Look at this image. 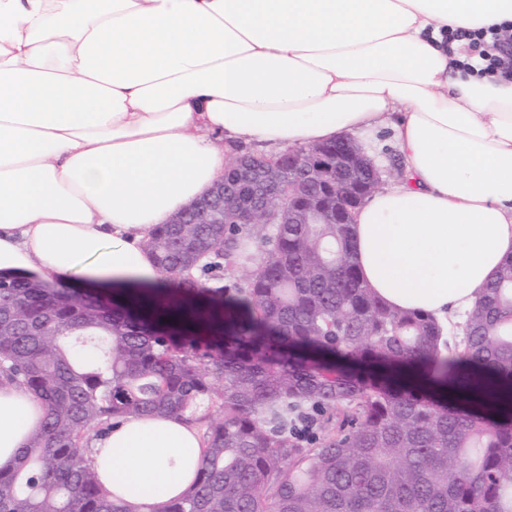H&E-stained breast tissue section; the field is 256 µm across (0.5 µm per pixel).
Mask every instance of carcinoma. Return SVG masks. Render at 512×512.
<instances>
[{"instance_id": "1", "label": "carcinoma", "mask_w": 512, "mask_h": 512, "mask_svg": "<svg viewBox=\"0 0 512 512\" xmlns=\"http://www.w3.org/2000/svg\"><path fill=\"white\" fill-rule=\"evenodd\" d=\"M147 249L143 300L0 274V388L45 406L0 512H141L92 439L200 409L202 465L151 512H512V259L451 344L365 285L351 224H162Z\"/></svg>"}]
</instances>
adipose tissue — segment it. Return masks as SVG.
<instances>
[{
	"instance_id": "1",
	"label": "adipose tissue",
	"mask_w": 512,
	"mask_h": 512,
	"mask_svg": "<svg viewBox=\"0 0 512 512\" xmlns=\"http://www.w3.org/2000/svg\"><path fill=\"white\" fill-rule=\"evenodd\" d=\"M512 21V0H0V272L137 293L158 225L270 151L391 127L400 184L353 236L390 307L469 312L512 256V81L462 75L449 28ZM44 416L0 389V470ZM206 439L129 415L91 442L104 487L143 512L185 493Z\"/></svg>"
}]
</instances>
